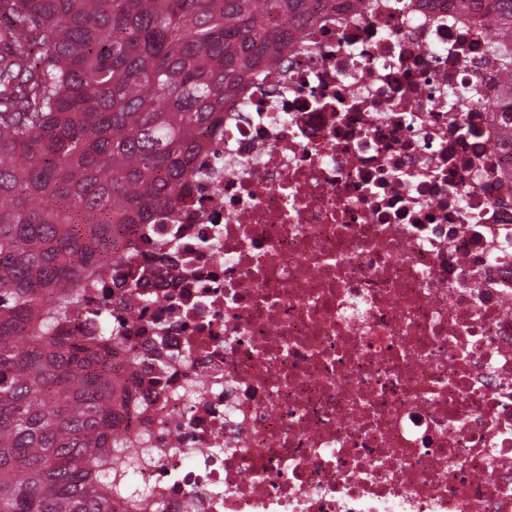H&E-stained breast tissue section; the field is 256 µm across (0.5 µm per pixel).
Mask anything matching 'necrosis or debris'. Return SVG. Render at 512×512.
<instances>
[{
    "instance_id": "necrosis-or-debris-1",
    "label": "necrosis or debris",
    "mask_w": 512,
    "mask_h": 512,
    "mask_svg": "<svg viewBox=\"0 0 512 512\" xmlns=\"http://www.w3.org/2000/svg\"><path fill=\"white\" fill-rule=\"evenodd\" d=\"M127 285L116 512H512V148L461 0H331ZM140 486L129 491L131 478Z\"/></svg>"
}]
</instances>
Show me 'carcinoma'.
<instances>
[{
    "label": "carcinoma",
    "instance_id": "cac0c4a2",
    "mask_svg": "<svg viewBox=\"0 0 512 512\" xmlns=\"http://www.w3.org/2000/svg\"><path fill=\"white\" fill-rule=\"evenodd\" d=\"M326 0H0V512H113L110 322L69 334L84 271L154 224L224 107ZM512 41V0H464Z\"/></svg>",
    "mask_w": 512,
    "mask_h": 512
}]
</instances>
